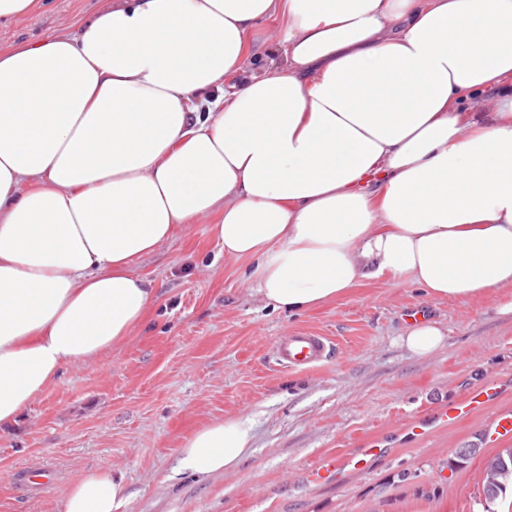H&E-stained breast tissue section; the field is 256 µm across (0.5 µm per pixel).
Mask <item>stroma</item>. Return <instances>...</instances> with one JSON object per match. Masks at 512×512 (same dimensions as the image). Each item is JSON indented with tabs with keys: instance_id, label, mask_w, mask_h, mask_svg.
Wrapping results in <instances>:
<instances>
[{
	"instance_id": "35a3bbf8",
	"label": "stroma",
	"mask_w": 512,
	"mask_h": 512,
	"mask_svg": "<svg viewBox=\"0 0 512 512\" xmlns=\"http://www.w3.org/2000/svg\"><path fill=\"white\" fill-rule=\"evenodd\" d=\"M114 2L43 0L0 24V49L75 34ZM211 226L208 217L185 225L140 258L135 273L156 288L146 322L96 362L65 368L16 426L0 430V512H60L66 489L99 468L125 478L118 512H499L482 487L486 461L504 446L485 442L483 415L416 441L398 433L474 387L512 380V316L497 313L495 293L434 301L376 281L290 315L261 302ZM412 308L445 330L432 356L399 342ZM298 330L330 336L336 351L311 369L276 368L274 341ZM234 416L253 424L250 454L226 473L180 471L182 440ZM383 435L393 445L368 470L306 482L326 458ZM473 447V459L449 469L456 450ZM43 466L55 470L53 486L17 487Z\"/></svg>"
}]
</instances>
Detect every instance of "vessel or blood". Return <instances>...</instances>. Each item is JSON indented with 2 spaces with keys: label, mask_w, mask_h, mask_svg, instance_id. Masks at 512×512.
I'll use <instances>...</instances> for the list:
<instances>
[{
  "label": "vessel or blood",
  "mask_w": 512,
  "mask_h": 512,
  "mask_svg": "<svg viewBox=\"0 0 512 512\" xmlns=\"http://www.w3.org/2000/svg\"><path fill=\"white\" fill-rule=\"evenodd\" d=\"M333 350L331 340L312 331H293L278 337L272 347L275 364L286 370L308 369L325 361ZM504 391L501 384L491 383L475 387L454 404L443 405L433 414L414 418L400 427L403 435L414 438L426 436L434 423L448 424L456 422L475 411L489 412L487 425L495 440H512V409L508 407L492 408L491 403ZM381 442L368 440L352 453L336 459L329 458L317 468L307 472L306 479L314 484L335 482L346 469L365 470L370 461L382 454Z\"/></svg>",
  "instance_id": "vessel-or-blood-1"
}]
</instances>
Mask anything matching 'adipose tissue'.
Masks as SVG:
<instances>
[{"label": "adipose tissue", "instance_id": "ef3b65f1", "mask_svg": "<svg viewBox=\"0 0 512 512\" xmlns=\"http://www.w3.org/2000/svg\"><path fill=\"white\" fill-rule=\"evenodd\" d=\"M261 21L282 64L244 70ZM500 89L492 112L470 95ZM215 216L226 258L298 314L372 281L512 315V0H119L76 35L0 50V427L141 325L133 272ZM253 442L183 439L195 475ZM89 471L61 512H118Z\"/></svg>", "mask_w": 512, "mask_h": 512}]
</instances>
